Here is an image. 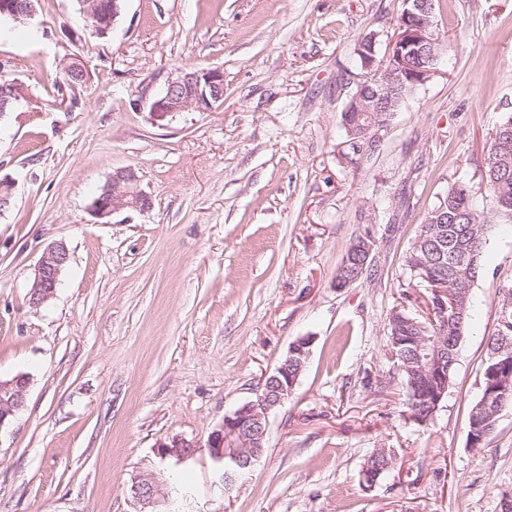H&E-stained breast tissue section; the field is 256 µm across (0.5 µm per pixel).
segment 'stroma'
<instances>
[{
	"label": "stroma",
	"mask_w": 512,
	"mask_h": 512,
	"mask_svg": "<svg viewBox=\"0 0 512 512\" xmlns=\"http://www.w3.org/2000/svg\"><path fill=\"white\" fill-rule=\"evenodd\" d=\"M400 0H125L106 37L76 0H39L0 24V69L23 94L0 115V378L29 379L0 430V512H138L136 477L168 485L155 512H501L512 496V409L484 447L468 417L512 285V223L495 215L485 159L512 115V0H436L445 46L375 147L353 153L342 113L355 48L385 52ZM91 77L59 82L74 57ZM218 69L207 112L150 110L182 69ZM132 167L153 206L98 223L89 210ZM463 183L489 216L452 383L418 424L389 360L388 318L420 224ZM372 226L373 260L335 285ZM71 260L52 299L29 302L51 243ZM313 339L268 415L251 474L224 489L204 444L255 399L292 342ZM197 441L184 462L172 438ZM377 448L398 463L360 472ZM361 262L362 257L354 252L353 245L351 244L337 269L336 282L338 284L336 287L341 286L343 288L350 279H353L356 276L355 273L362 269L359 267ZM198 447L197 442L183 438L160 442L157 446L162 459H175L176 462H182L191 457ZM397 461V454L392 448H377L369 456L362 468V482L369 488L376 484Z\"/></svg>",
	"instance_id": "obj_1"
}]
</instances>
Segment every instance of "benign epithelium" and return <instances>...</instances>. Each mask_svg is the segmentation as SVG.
<instances>
[{
  "instance_id": "7a95c632",
  "label": "benign epithelium",
  "mask_w": 512,
  "mask_h": 512,
  "mask_svg": "<svg viewBox=\"0 0 512 512\" xmlns=\"http://www.w3.org/2000/svg\"><path fill=\"white\" fill-rule=\"evenodd\" d=\"M124 0H112V15L96 24L97 35L105 37L113 28L123 9ZM36 14L35 0H0V17L15 22L32 18ZM433 0H403V11L397 20L396 33L383 56H377L378 34L363 36L357 47L362 74L356 78V90L350 92L345 112L354 114L348 128L362 126L379 137L384 127L378 125L375 112L380 105H392L393 93L407 87L425 84L433 75L428 60L439 55L441 41L436 34ZM224 98V74L218 69L182 70L168 80L163 92L151 104V111L159 116L176 112H207ZM138 175L131 167L119 168L112 173L100 195L91 202L90 212L98 220L110 218L124 210L145 211L151 208V197L137 188ZM70 254L62 243H52L43 251L34 269L30 290V303L40 306L56 293L62 271L67 267ZM313 342L311 336H301L289 350V357L268 376L256 398L224 416L209 433L206 442L210 458L225 486H231L239 474L253 466L265 449L267 421L270 411L281 405L298 383L301 371L291 367V356L306 357ZM444 340L423 339L419 347L420 371L435 385V403H440L448 390L444 370ZM498 385L488 396L497 401L502 411L512 398V374H496ZM29 378L17 375L10 380L0 379V430L9 425L24 407ZM198 448L197 442L173 439L158 445L163 459L182 462ZM131 497L141 506L139 512H152L165 496L161 482L153 478L136 477L129 487Z\"/></svg>"
}]
</instances>
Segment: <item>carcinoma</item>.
Wrapping results in <instances>:
<instances>
[{"label":"carcinoma","instance_id":"carcinoma-1","mask_svg":"<svg viewBox=\"0 0 512 512\" xmlns=\"http://www.w3.org/2000/svg\"><path fill=\"white\" fill-rule=\"evenodd\" d=\"M485 177L490 186L498 217L512 222V140L506 138L491 147L486 158ZM448 200V220L444 224L425 222L407 259L410 279L432 286L434 282L448 285L445 298L448 310L434 315V319L412 313L405 308L394 309L388 320L389 350L394 369L401 375L407 388V408L422 421L433 417V389L416 372V343L422 337H441L448 342V376H453L459 345L469 318L471 286L478 278L481 257L486 244L488 220L470 197L453 186L441 196ZM362 262L353 248H348L336 272V282L344 286L360 270ZM458 302L464 313L456 317L453 302ZM488 354L497 355L502 369L512 368V287L503 289L497 329L488 340ZM494 402L480 398L469 412L468 433L479 437L492 423ZM397 461L391 448H377L362 468L365 487L377 483Z\"/></svg>","mask_w":512,"mask_h":512}]
</instances>
